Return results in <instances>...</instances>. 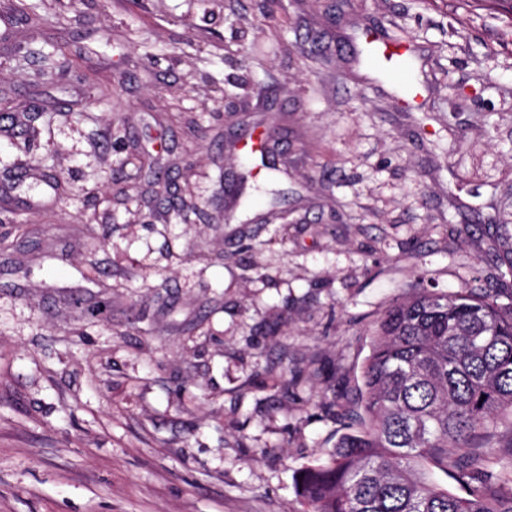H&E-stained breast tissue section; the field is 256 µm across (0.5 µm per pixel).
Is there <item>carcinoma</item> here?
Listing matches in <instances>:
<instances>
[{
  "instance_id": "1",
  "label": "carcinoma",
  "mask_w": 512,
  "mask_h": 512,
  "mask_svg": "<svg viewBox=\"0 0 512 512\" xmlns=\"http://www.w3.org/2000/svg\"><path fill=\"white\" fill-rule=\"evenodd\" d=\"M417 287L376 324L356 429L298 477L306 512H512V475L488 465L512 458V301Z\"/></svg>"
}]
</instances>
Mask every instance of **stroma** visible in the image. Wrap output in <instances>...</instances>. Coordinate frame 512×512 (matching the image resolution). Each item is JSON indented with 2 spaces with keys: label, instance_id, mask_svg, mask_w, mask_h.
I'll return each mask as SVG.
<instances>
[{
  "label": "stroma",
  "instance_id": "35a3bbf8",
  "mask_svg": "<svg viewBox=\"0 0 512 512\" xmlns=\"http://www.w3.org/2000/svg\"><path fill=\"white\" fill-rule=\"evenodd\" d=\"M15 4L0 512H303L417 274L512 300V0Z\"/></svg>",
  "mask_w": 512,
  "mask_h": 512
}]
</instances>
